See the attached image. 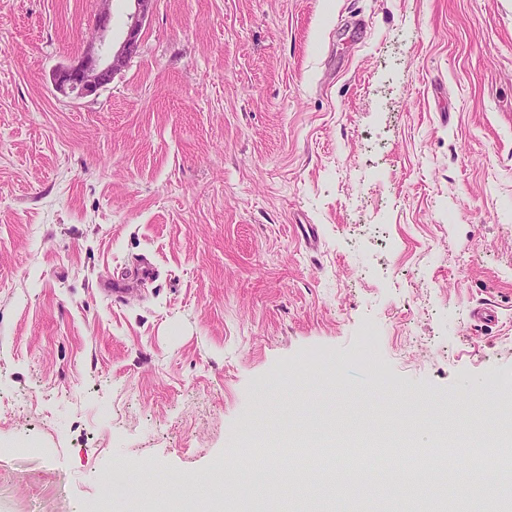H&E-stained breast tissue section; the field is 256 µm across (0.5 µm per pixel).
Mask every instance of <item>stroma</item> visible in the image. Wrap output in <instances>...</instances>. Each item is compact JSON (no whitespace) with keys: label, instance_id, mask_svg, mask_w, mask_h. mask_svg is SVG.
I'll use <instances>...</instances> for the list:
<instances>
[{"label":"stroma","instance_id":"35a3bbf8","mask_svg":"<svg viewBox=\"0 0 512 512\" xmlns=\"http://www.w3.org/2000/svg\"><path fill=\"white\" fill-rule=\"evenodd\" d=\"M98 11L0 0V442L40 447L0 458V512H202L229 449L384 423L439 487L286 477L233 512H445L463 412L512 456V0H157L110 84L60 95ZM367 320L401 393L354 358ZM119 467L138 503L104 501Z\"/></svg>","mask_w":512,"mask_h":512}]
</instances>
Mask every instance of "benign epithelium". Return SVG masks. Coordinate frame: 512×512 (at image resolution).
Here are the masks:
<instances>
[{"mask_svg":"<svg viewBox=\"0 0 512 512\" xmlns=\"http://www.w3.org/2000/svg\"><path fill=\"white\" fill-rule=\"evenodd\" d=\"M100 2L94 41L80 57L59 66L52 74L53 87L62 95L90 97L112 82L115 74L136 54L142 29L153 13L156 0H129L132 8L127 15L125 35L118 43L111 40L109 33L111 0Z\"/></svg>","mask_w":512,"mask_h":512,"instance_id":"7a95c632","label":"benign epithelium"}]
</instances>
